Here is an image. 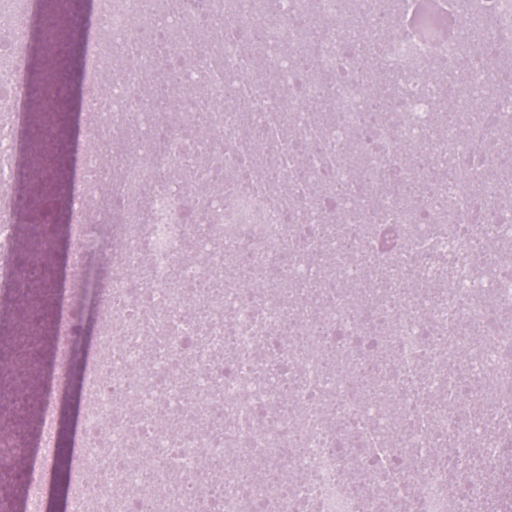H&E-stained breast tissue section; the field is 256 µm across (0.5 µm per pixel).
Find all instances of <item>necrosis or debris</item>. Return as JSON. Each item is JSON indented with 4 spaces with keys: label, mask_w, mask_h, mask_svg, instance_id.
<instances>
[{
    "label": "necrosis or debris",
    "mask_w": 512,
    "mask_h": 512,
    "mask_svg": "<svg viewBox=\"0 0 512 512\" xmlns=\"http://www.w3.org/2000/svg\"><path fill=\"white\" fill-rule=\"evenodd\" d=\"M419 2L97 0L72 227L114 237L77 512H512V83L446 113L423 76L468 67L463 11L512 49V0ZM31 5L0 0L4 181ZM362 12L406 26L383 97Z\"/></svg>",
    "instance_id": "1"
}]
</instances>
